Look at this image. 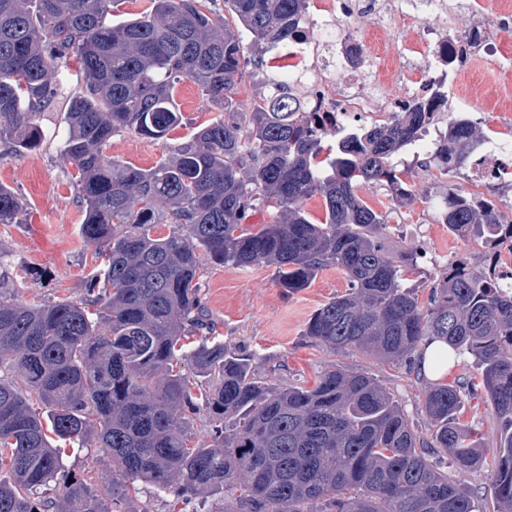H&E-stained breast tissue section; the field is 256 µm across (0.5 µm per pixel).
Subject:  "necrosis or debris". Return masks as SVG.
<instances>
[{"instance_id":"1","label":"necrosis or debris","mask_w":512,"mask_h":512,"mask_svg":"<svg viewBox=\"0 0 512 512\" xmlns=\"http://www.w3.org/2000/svg\"><path fill=\"white\" fill-rule=\"evenodd\" d=\"M391 25L385 32L388 50L366 52L349 32L348 22L359 11V0H307L295 36L270 53L267 65L286 79L290 94L301 102L314 127L323 132L389 121L396 113L431 102L434 86L457 90L462 81L460 64L486 51L485 40L465 42L452 36L447 26L423 23L414 0H373ZM412 27L404 36V27ZM347 67L354 77L349 84L336 82V70ZM401 70L402 89L395 96H378L387 68ZM319 73L307 85L306 73ZM471 114L462 104L453 112L430 113L422 131V144L415 154L427 176H434V146L448 136L449 120H467ZM470 178L478 185L512 181V135L492 131L487 145L473 154Z\"/></svg>"}]
</instances>
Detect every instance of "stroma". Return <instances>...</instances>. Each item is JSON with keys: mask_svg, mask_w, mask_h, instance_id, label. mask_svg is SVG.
Here are the masks:
<instances>
[{"mask_svg": "<svg viewBox=\"0 0 512 512\" xmlns=\"http://www.w3.org/2000/svg\"><path fill=\"white\" fill-rule=\"evenodd\" d=\"M462 92L481 127L495 126L503 113L512 110V61L494 55L467 69ZM175 100L182 113L180 126L160 140L129 131L117 133L107 145L106 155L121 164L153 168L175 156L219 113L218 106L187 79L177 84ZM38 125L39 147L21 155H0V184L24 204L16 223L0 224V274L5 277L8 296L35 305L81 297L92 252L79 232L84 212L72 179L75 168L63 156V116L55 110L44 111ZM393 162L403 170L408 187L415 190L414 202L393 207L390 191L379 186L365 187L361 196L376 211L390 212L384 232L388 246L425 252V259L406 275L407 285L416 288L424 302L448 263L463 257L479 268L484 256L479 243L453 234L447 225L437 222L438 182L420 175L412 149L403 150ZM201 280L200 297L213 335L223 341L226 351L249 357L260 376L284 387L309 386L321 372L334 367L364 371L394 393L419 430L427 429L422 405L430 382L420 372L358 353L335 354L304 338L311 314L347 289L342 271L324 268L307 288L293 294L280 288L274 268L266 265L234 269L207 261ZM79 476L87 479L101 498L111 500L112 469L107 457L96 448L76 447L65 453L63 470L58 479L43 487V498H60L64 480Z\"/></svg>", "mask_w": 512, "mask_h": 512, "instance_id": "35a3bbf8", "label": "stroma"}]
</instances>
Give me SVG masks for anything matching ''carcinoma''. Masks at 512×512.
<instances>
[{"label": "carcinoma", "instance_id": "carcinoma-1", "mask_svg": "<svg viewBox=\"0 0 512 512\" xmlns=\"http://www.w3.org/2000/svg\"><path fill=\"white\" fill-rule=\"evenodd\" d=\"M207 3L153 0L113 24L112 0H0V146L16 155L38 147L36 118L61 104L94 261L79 301L31 305L0 293V369L12 372L0 377V512H113L85 479L67 481L58 501L40 496L63 469L65 442L105 450L118 503L152 489L186 501L205 492L223 504L206 512H476L457 476L483 460L476 432L459 419L480 389L498 422L493 512H512V284L459 259L420 302L403 283L416 252L390 254L389 215L359 195L384 186L414 200L392 157L424 107L350 130L334 148L286 89L242 117L233 96L250 54L291 36L306 0H224L223 16ZM69 57L82 85L61 99L57 66ZM185 78L224 114L151 169L110 160L115 133L160 139L179 125L174 91ZM483 143L474 124L448 121L440 175L465 168ZM315 195L321 221L304 209ZM261 205L273 209L270 222L245 226ZM23 207L0 185V224L15 223ZM440 218L486 246L502 224L495 204L451 184ZM157 224L183 232L158 237ZM205 257L271 266L291 294L334 266L348 289L310 316V342L393 363L440 339L473 358L480 385L432 384L426 439L364 371L325 370L310 387L263 380L250 359L200 334ZM215 371L212 389L199 390L198 378ZM202 407L207 443L191 432Z\"/></svg>", "mask_w": 512, "mask_h": 512}]
</instances>
